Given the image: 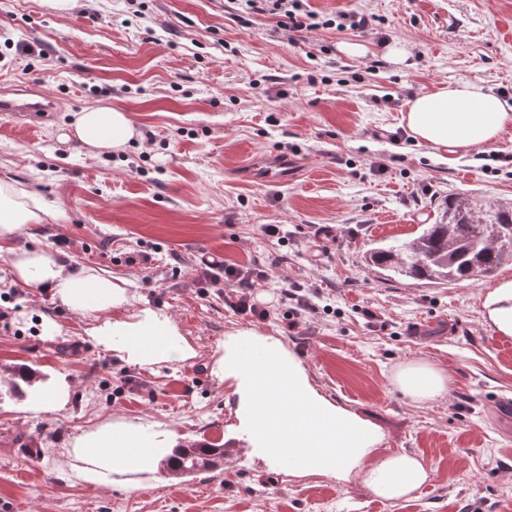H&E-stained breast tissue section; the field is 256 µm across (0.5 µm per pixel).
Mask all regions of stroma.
Returning a JSON list of instances; mask_svg holds the SVG:
<instances>
[{"instance_id":"1","label":"stroma","mask_w":512,"mask_h":512,"mask_svg":"<svg viewBox=\"0 0 512 512\" xmlns=\"http://www.w3.org/2000/svg\"><path fill=\"white\" fill-rule=\"evenodd\" d=\"M307 3L329 16L361 10L372 28L291 32L237 0H84L66 18L40 0H0V85H36L56 100L43 116L0 112V179L64 214L25 225L12 247L110 272L125 284L120 316L164 311L192 349L178 362L128 363L90 336L98 314L19 286L0 260V291L21 290L0 301V365L69 385L53 414L0 399V512H512V420L494 410L512 397V351L483 310L512 264L433 286L382 280L364 262L439 221L448 196L512 202V128L446 157L402 120L410 98L442 85L512 87V0ZM343 42L365 55L347 57ZM390 42L406 43L405 64L387 60ZM314 67L322 79L311 84ZM98 103L130 112L139 134L92 158L68 124ZM284 153L296 166L288 183L236 174L243 159ZM263 224L285 225L286 246L264 239ZM205 253L266 270L269 291L316 290V312L293 336L277 318L233 315L217 289L197 284ZM280 255L287 269L275 266ZM237 330L280 341L322 394L379 429V452L422 458L428 481L392 503L360 481L301 476L253 451L234 388L216 375ZM417 361L447 373L443 396L415 403L397 388V369ZM108 423L167 452L235 441L243 461L178 487L159 468L92 485L73 448Z\"/></svg>"}]
</instances>
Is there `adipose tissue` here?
Segmentation results:
<instances>
[{"label":"adipose tissue","instance_id":"ef3b65f1","mask_svg":"<svg viewBox=\"0 0 512 512\" xmlns=\"http://www.w3.org/2000/svg\"><path fill=\"white\" fill-rule=\"evenodd\" d=\"M405 124L420 144L446 153L482 148L495 143L512 127V103L471 81L460 80L410 99L404 109ZM70 127L90 155L125 150L137 135L128 112L109 105L73 113ZM58 214L38 194L18 184L0 180V238L27 224L57 220ZM12 274L33 288L52 289L59 302L74 312L102 314L93 336L104 349L118 351L127 362L151 365L184 359L183 343L169 316L143 308L126 317L113 310L127 302L125 289L107 273H71L49 251L10 252ZM487 322L500 334L512 335V280L489 290L484 299ZM222 377L235 379L238 412L253 423V405L268 402L270 437L259 440L260 449H278L299 474H322L339 480L358 476L370 492L385 501L407 498L429 479L417 456L394 452L370 466L362 461L379 439L369 422L334 405L317 392L300 364L282 344L252 331H239L225 341L218 360ZM398 389L411 400L427 402L448 390L447 374L426 362H409L396 372ZM88 465L80 472L89 483L101 482L115 472L153 467L155 454L137 435L109 427L87 436L76 450Z\"/></svg>","mask_w":512,"mask_h":512}]
</instances>
